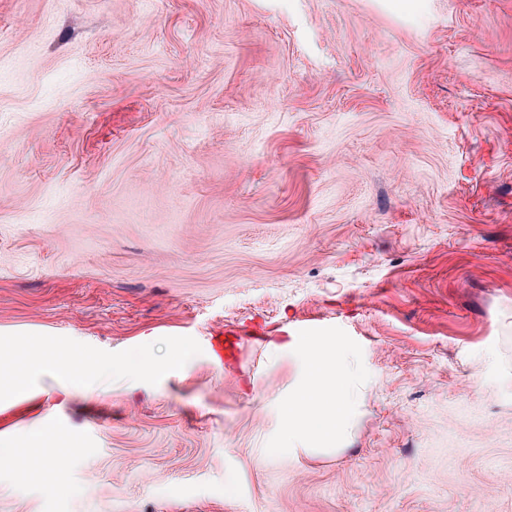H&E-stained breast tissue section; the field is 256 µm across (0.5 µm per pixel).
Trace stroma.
Wrapping results in <instances>:
<instances>
[{"label":"stroma","mask_w":512,"mask_h":512,"mask_svg":"<svg viewBox=\"0 0 512 512\" xmlns=\"http://www.w3.org/2000/svg\"><path fill=\"white\" fill-rule=\"evenodd\" d=\"M227 329L262 340L227 365ZM31 337L197 356L0 412L65 476L0 466V512H512V0H0V343ZM314 337L354 406L289 445Z\"/></svg>","instance_id":"stroma-1"}]
</instances>
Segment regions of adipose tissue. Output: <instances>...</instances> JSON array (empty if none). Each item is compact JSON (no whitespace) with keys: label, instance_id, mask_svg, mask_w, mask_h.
Instances as JSON below:
<instances>
[{"label":"adipose tissue","instance_id":"1","mask_svg":"<svg viewBox=\"0 0 512 512\" xmlns=\"http://www.w3.org/2000/svg\"><path fill=\"white\" fill-rule=\"evenodd\" d=\"M292 348L306 366V378L282 409L284 436L333 441L352 409L353 380L346 347L337 339L314 338L295 341ZM195 355L192 346L183 344L161 362L136 357L115 365L88 353L52 350L45 343L27 341L16 353L0 351V406L36 399L38 385L46 378L56 381L65 393L81 394L92 376L113 370L143 378L172 374Z\"/></svg>","mask_w":512,"mask_h":512}]
</instances>
